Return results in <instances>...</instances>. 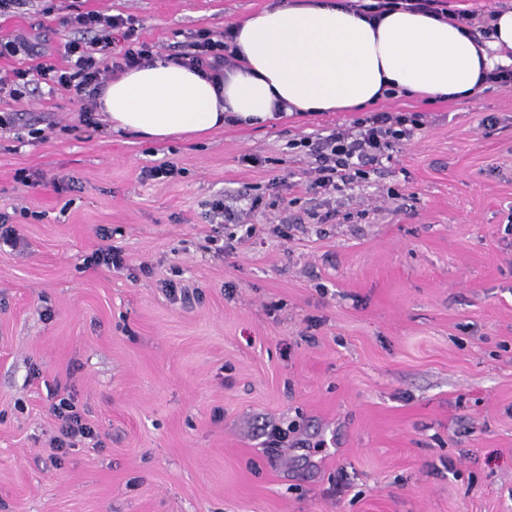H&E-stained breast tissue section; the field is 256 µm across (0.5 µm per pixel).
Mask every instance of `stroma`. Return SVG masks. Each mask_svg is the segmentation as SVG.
I'll list each match as a JSON object with an SVG mask.
<instances>
[{
  "label": "stroma",
  "mask_w": 512,
  "mask_h": 512,
  "mask_svg": "<svg viewBox=\"0 0 512 512\" xmlns=\"http://www.w3.org/2000/svg\"><path fill=\"white\" fill-rule=\"evenodd\" d=\"M271 2L0 14L38 49L0 58L29 72L0 96V512H512V85L378 102L419 129L324 191L309 146L357 113L151 143L37 71L69 69L80 13L171 60ZM108 245L121 269L87 265ZM56 389L95 430L57 461ZM74 20L85 30H92L99 26L104 27L102 31H106L107 28L121 29L125 27V22L121 17H102L99 14H77Z\"/></svg>",
  "instance_id": "1"
}]
</instances>
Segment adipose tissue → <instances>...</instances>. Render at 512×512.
Listing matches in <instances>:
<instances>
[{
  "label": "adipose tissue",
  "instance_id": "ef3b65f1",
  "mask_svg": "<svg viewBox=\"0 0 512 512\" xmlns=\"http://www.w3.org/2000/svg\"><path fill=\"white\" fill-rule=\"evenodd\" d=\"M488 37L449 20L396 8L370 18L336 0H290L238 22L237 67L216 76L162 58L124 71L99 98L113 133L163 143L235 123L366 108L388 92L466 100L484 76L512 66V10L497 12Z\"/></svg>",
  "mask_w": 512,
  "mask_h": 512
}]
</instances>
